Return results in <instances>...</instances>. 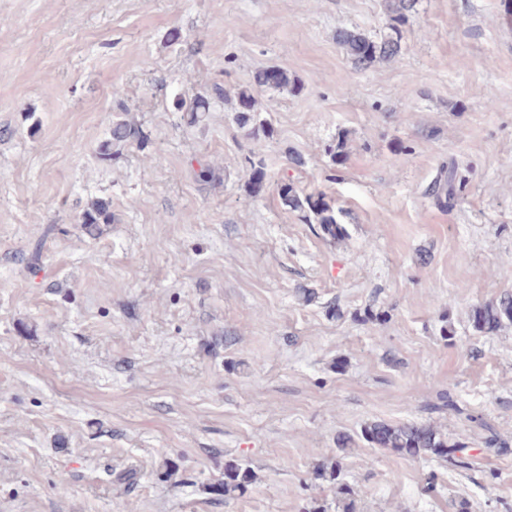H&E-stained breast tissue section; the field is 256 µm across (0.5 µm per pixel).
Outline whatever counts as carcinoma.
I'll return each instance as SVG.
<instances>
[{"mask_svg":"<svg viewBox=\"0 0 512 512\" xmlns=\"http://www.w3.org/2000/svg\"><path fill=\"white\" fill-rule=\"evenodd\" d=\"M417 0H385L388 32L379 38H373L354 29L336 30V43L342 48L352 63L361 69H368L376 64L396 60L403 49L402 42L405 28L410 24L415 13ZM254 90L242 89L235 97V112L238 124L248 130V135L257 141L270 139L274 128L267 122H256L257 111L253 91L264 89L288 90L293 93L300 87L278 66H269L258 70L253 76ZM224 101V86L214 83L202 92L191 97L179 96L174 99L176 109L184 113L190 125L199 123L212 107ZM145 135L140 124L126 111L112 116L106 138L100 143L97 157L107 162L119 155L126 148L140 145ZM250 168L247 185L251 193L257 195L263 191L268 181L264 160H249ZM454 171L448 176L435 180L427 189L429 196L441 203L454 194ZM278 195L282 204L291 211L304 213L311 224H316L322 237L336 243L348 236L346 225L340 222L343 210L336 209L322 193L304 194L293 184L282 179L277 183ZM117 221L112 212V199L97 197L87 203L80 215V223L87 233L95 232L102 224ZM473 328L484 334H493L502 328L512 326V294L504 293L494 300L475 306L470 315ZM362 439L373 448H380L403 457H438L452 460L464 452L465 447L457 442H449L437 427L430 423L407 421L391 424L385 421H373L361 430ZM252 479V469L241 464L229 465L224 471V495L228 496L242 491Z\"/></svg>","mask_w":512,"mask_h":512,"instance_id":"obj_1","label":"carcinoma"}]
</instances>
